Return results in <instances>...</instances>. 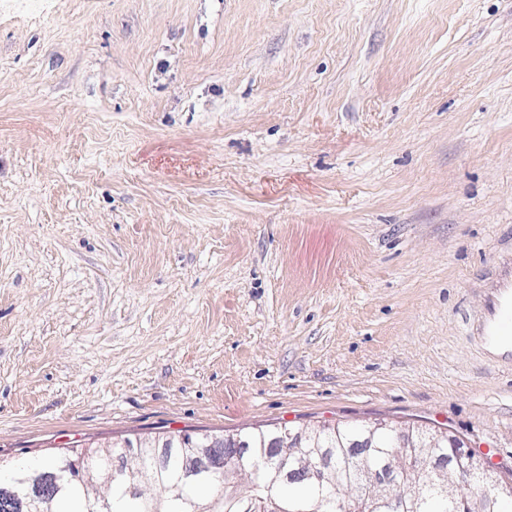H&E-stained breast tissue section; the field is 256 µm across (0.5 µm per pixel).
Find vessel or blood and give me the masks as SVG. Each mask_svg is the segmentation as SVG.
<instances>
[{
    "label": "vessel or blood",
    "mask_w": 512,
    "mask_h": 512,
    "mask_svg": "<svg viewBox=\"0 0 512 512\" xmlns=\"http://www.w3.org/2000/svg\"><path fill=\"white\" fill-rule=\"evenodd\" d=\"M472 333L499 364L512 367V257L498 259L492 278L481 289Z\"/></svg>",
    "instance_id": "vessel-or-blood-1"
}]
</instances>
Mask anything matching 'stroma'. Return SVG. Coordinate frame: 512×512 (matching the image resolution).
I'll return each mask as SVG.
<instances>
[{
	"label": "stroma",
	"instance_id": "35a3bbf8",
	"mask_svg": "<svg viewBox=\"0 0 512 512\" xmlns=\"http://www.w3.org/2000/svg\"><path fill=\"white\" fill-rule=\"evenodd\" d=\"M512 0H0V464L384 419L512 462ZM471 330L499 365L512 367V257L498 259L492 278L480 290Z\"/></svg>",
	"mask_w": 512,
	"mask_h": 512
}]
</instances>
